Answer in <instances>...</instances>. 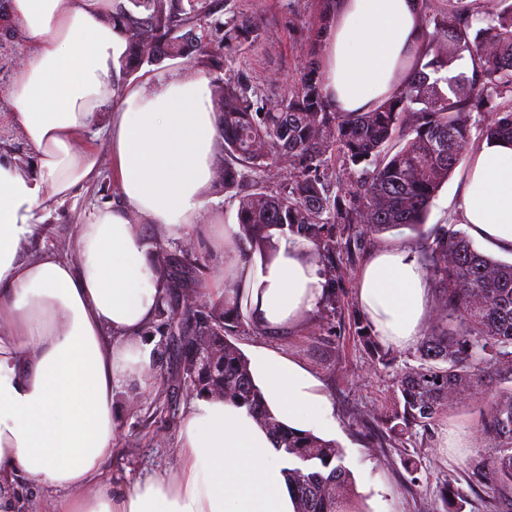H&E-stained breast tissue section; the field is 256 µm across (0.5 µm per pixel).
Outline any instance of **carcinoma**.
<instances>
[{
  "instance_id": "carcinoma-1",
  "label": "carcinoma",
  "mask_w": 512,
  "mask_h": 512,
  "mask_svg": "<svg viewBox=\"0 0 512 512\" xmlns=\"http://www.w3.org/2000/svg\"><path fill=\"white\" fill-rule=\"evenodd\" d=\"M115 19L125 33L120 58L125 82L144 67L182 59L219 65L229 48L250 47L260 35L256 22L243 19L224 0V20H214L218 43L199 35L203 0H129ZM333 0H323L311 31L310 57L284 93L265 95L241 72L214 81L221 112L224 191L238 199L235 234L243 255L274 259L281 235L302 234L319 250L325 266L336 264V225L360 224L365 233L407 226L418 230L441 185L465 160L473 112H488V141H512V0H421L425 54L402 87L370 112H338L323 92L315 50L330 24ZM469 69L454 68L462 52ZM273 161H285L292 177L277 191L257 180ZM348 174L349 187L333 194L325 182L328 163ZM423 268L439 289L436 315L416 351L420 366L396 381L390 432L410 435L427 428L440 411L461 395L471 396L490 381L483 413V436L495 452L470 464L468 484L490 481L501 496L490 512H512V262L477 249L462 229L437 228L422 245ZM171 273L157 316L164 329L143 331L152 351V370L162 374L164 338L176 335L184 349L182 378L194 394H215L247 407L270 433L275 447L292 463L288 483L297 512H359L343 451L312 433L280 425L262 404L243 352L232 341L245 327L239 308L220 300L188 310L190 324L169 314L182 296L186 271L181 260L162 257ZM367 350L381 361L385 351L364 326L356 330Z\"/></svg>"
}]
</instances>
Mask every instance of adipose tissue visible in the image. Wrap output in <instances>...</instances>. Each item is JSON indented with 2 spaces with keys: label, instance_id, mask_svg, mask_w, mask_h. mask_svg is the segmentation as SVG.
<instances>
[{
  "label": "adipose tissue",
  "instance_id": "adipose-tissue-1",
  "mask_svg": "<svg viewBox=\"0 0 512 512\" xmlns=\"http://www.w3.org/2000/svg\"><path fill=\"white\" fill-rule=\"evenodd\" d=\"M119 0H5L30 56L0 89L12 123L34 151L32 169L0 159V489L19 477L53 493L44 512H296L288 457L245 407L196 395L165 472L113 493L99 478L112 453L121 390L142 381L160 274L141 224L169 239L220 227L225 283L205 291L245 302L263 331L292 329L327 295L317 247L280 237L272 261L243 258L223 210L206 209L220 149L219 115L203 75L145 76L116 92L127 42L112 23ZM324 89L340 112H368L401 87L421 46L418 0H337L322 35ZM104 124L122 201L78 225L77 259L30 254L53 205L100 174L85 141ZM462 224L491 249L512 253V143H483L462 185ZM412 243L382 246L361 269L355 300L386 346L420 336L431 283ZM269 413L296 431L336 432L320 377L282 350L246 351Z\"/></svg>",
  "mask_w": 512,
  "mask_h": 512
}]
</instances>
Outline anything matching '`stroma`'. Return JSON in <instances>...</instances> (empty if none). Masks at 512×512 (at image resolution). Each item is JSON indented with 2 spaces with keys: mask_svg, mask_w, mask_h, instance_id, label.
<instances>
[{
  "mask_svg": "<svg viewBox=\"0 0 512 512\" xmlns=\"http://www.w3.org/2000/svg\"><path fill=\"white\" fill-rule=\"evenodd\" d=\"M241 15L257 18L261 35L245 54L235 57V67L247 73L253 84L280 91L295 78L309 58V29L320 9V0H233ZM11 106L0 97V156L32 166L35 156L24 135L9 120ZM107 134L95 138L101 156V174L93 184L78 189L44 222L32 239L30 253L45 249L73 258L77 225L85 223L98 206L120 200L119 184L112 175ZM463 169H456L434 198L421 230L399 228L379 235L365 234L351 255L336 263L338 298L335 306H323L289 332H242L238 347L269 343L291 354L316 372L336 405V442L344 451L343 464L355 480L357 504L363 512H449L445 491H465L463 512H488L499 494L487 482L468 486L466 465L489 458L480 432L484 396L476 394L453 404L428 430H417L406 439L388 436L384 418L395 407V382L414 366L413 349L391 350L388 362L374 358L361 346L355 330L360 319L354 288L358 272L376 247L400 240L419 242L442 225L458 223ZM144 239L157 254L186 253L204 260L207 272L186 293L201 298L203 288L224 279L223 242L218 234L168 240L154 225L141 227ZM164 375L147 374L144 384H131L121 392L112 441V453L104 461L101 478L119 493L147 476L168 469L178 450L179 429L190 393L174 381L181 372V349L171 345L163 360ZM470 434L460 448L444 445L447 430Z\"/></svg>",
  "mask_w": 512,
  "mask_h": 512,
  "instance_id": "35a3bbf8",
  "label": "stroma"
}]
</instances>
